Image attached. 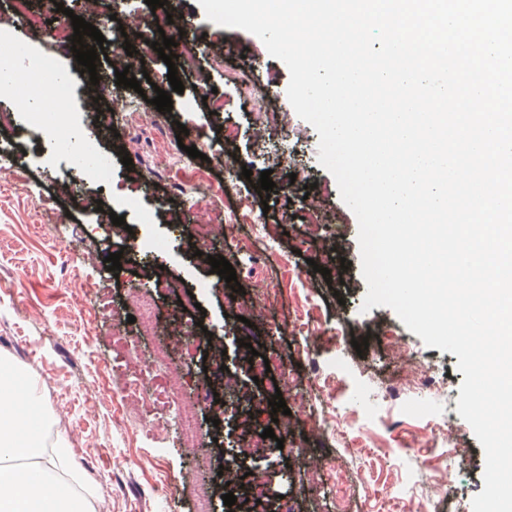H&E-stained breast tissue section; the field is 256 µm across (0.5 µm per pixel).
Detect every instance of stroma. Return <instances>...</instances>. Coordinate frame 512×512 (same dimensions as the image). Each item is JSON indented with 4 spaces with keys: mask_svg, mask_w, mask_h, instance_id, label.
Here are the masks:
<instances>
[{
    "mask_svg": "<svg viewBox=\"0 0 512 512\" xmlns=\"http://www.w3.org/2000/svg\"><path fill=\"white\" fill-rule=\"evenodd\" d=\"M183 19L196 58L165 120L153 117L134 89L116 85L107 58L99 63L106 100L122 105L117 136L96 143L112 161L107 181L81 173L69 151L44 149L36 129L0 128V145L15 142L23 150L15 165L0 169V355L23 367V389L53 409L46 446L66 445V468L94 488L95 512H196L203 482L212 486L209 512H229L226 479L248 472L268 490L265 512L281 496L295 512H380L393 496L416 512H472L484 488L485 454L457 412L464 379L457 356L426 346L390 308L362 312L367 285L358 221L318 163L316 130L287 98L286 65L256 36L207 20L198 0H184ZM59 37L0 5V49L18 44L51 56L68 77L64 119L86 133L96 117L82 93L80 65L54 50ZM237 42L248 44L246 56L213 65L216 45ZM228 70L244 72L263 90L266 126L255 124L252 100L225 82ZM200 71L213 88L206 97L194 88ZM182 125L190 136L180 142ZM202 144L205 159L182 160L183 147ZM219 151L233 156L232 169L215 163ZM125 155L132 168L123 166ZM247 169L270 171L277 195L266 202L254 195ZM147 178L162 184L161 194L136 193V181ZM309 185L315 212L305 199ZM182 187L201 189L198 206L226 234L224 257L243 294L229 296L223 278L199 256L198 242L170 234L174 215L195 206L179 196ZM77 193L111 203L124 225L78 207ZM150 239L165 249L146 248ZM130 244L142 246L143 262L108 271L109 253ZM317 263L329 276L314 271ZM145 291L157 308L154 337L127 320L130 296ZM190 296L194 305L184 306ZM238 304L255 305L259 317L238 321ZM199 308L213 344L199 342L190 352L177 341L170 363L155 360L158 337ZM363 339L368 348L356 352L354 341ZM246 342L276 344L294 372L287 414L265 411L278 372L252 380ZM214 347L225 352L224 386L252 403V427L273 428L264 447H249L237 405L196 401L197 387L210 380L203 357ZM416 361L436 369L441 391L416 393ZM188 409L198 420L190 446L181 428ZM387 411L394 425L386 424ZM444 414L450 423L443 442L432 438L430 426ZM281 438L288 442L284 453ZM445 486L451 495H442Z\"/></svg>",
    "mask_w": 512,
    "mask_h": 512,
    "instance_id": "obj_1",
    "label": "stroma"
}]
</instances>
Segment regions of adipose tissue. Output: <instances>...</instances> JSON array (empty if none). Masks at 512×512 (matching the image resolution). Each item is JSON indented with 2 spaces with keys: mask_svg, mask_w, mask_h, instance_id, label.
<instances>
[{
  "mask_svg": "<svg viewBox=\"0 0 512 512\" xmlns=\"http://www.w3.org/2000/svg\"><path fill=\"white\" fill-rule=\"evenodd\" d=\"M22 367L0 360V512H93L88 498L74 496L47 479L46 468H22V458L41 456L36 433L39 417L25 410L18 382Z\"/></svg>",
  "mask_w": 512,
  "mask_h": 512,
  "instance_id": "adipose-tissue-1",
  "label": "adipose tissue"
}]
</instances>
